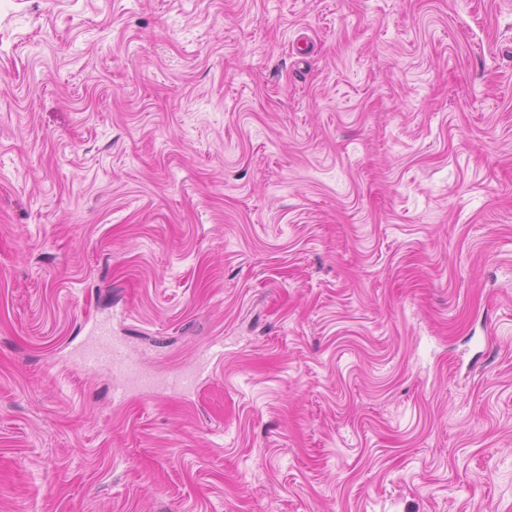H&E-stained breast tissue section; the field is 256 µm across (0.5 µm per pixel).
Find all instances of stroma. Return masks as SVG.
<instances>
[{
    "mask_svg": "<svg viewBox=\"0 0 512 512\" xmlns=\"http://www.w3.org/2000/svg\"><path fill=\"white\" fill-rule=\"evenodd\" d=\"M0 512H512V0H0ZM97 337L101 342L100 346L89 350L85 359L88 362H97L104 358L112 363V367L120 376L114 389L113 398L123 401L128 392V381L140 376L138 364L129 357L121 340L108 336L104 329L99 331Z\"/></svg>",
    "mask_w": 512,
    "mask_h": 512,
    "instance_id": "stroma-1",
    "label": "stroma"
}]
</instances>
